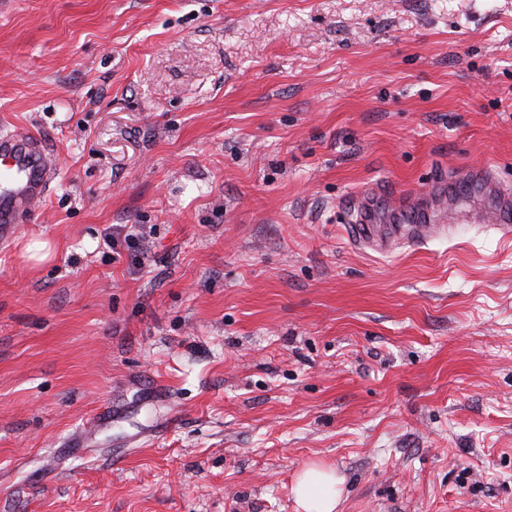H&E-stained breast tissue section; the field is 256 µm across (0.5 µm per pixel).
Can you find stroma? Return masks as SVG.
<instances>
[{
  "mask_svg": "<svg viewBox=\"0 0 512 512\" xmlns=\"http://www.w3.org/2000/svg\"><path fill=\"white\" fill-rule=\"evenodd\" d=\"M1 128L57 177L0 245V512H297L312 464L512 512V240L344 229L512 189V0H0ZM378 196H384L387 200L394 202L384 190L375 192ZM394 203L406 212L413 213L415 208L414 224H373L376 222L374 213L370 208L367 199L360 202L355 200L352 208L355 212L354 224H345L348 239L355 245L367 247L381 253L391 251L393 245L418 246L427 244L431 239L445 232L452 224H470L484 222V213L473 210L471 213H452L448 219L446 215L426 212L420 213L416 207L410 205L407 200H398Z\"/></svg>",
  "mask_w": 512,
  "mask_h": 512,
  "instance_id": "stroma-1",
  "label": "stroma"
}]
</instances>
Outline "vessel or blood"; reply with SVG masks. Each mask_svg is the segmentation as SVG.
Returning <instances> with one entry per match:
<instances>
[{
	"mask_svg": "<svg viewBox=\"0 0 512 512\" xmlns=\"http://www.w3.org/2000/svg\"><path fill=\"white\" fill-rule=\"evenodd\" d=\"M56 177V169L50 160L45 141L32 133L4 131L0 133V243L9 242L18 224L32 207L50 192ZM472 180L499 197L494 212L495 229L504 236H512V193L501 190L490 171H473ZM355 220L346 225L350 241L382 253L391 251L393 245L418 246L445 232L448 224L483 222L482 213H416L410 224L377 223L369 201L353 202Z\"/></svg>",
	"mask_w": 512,
	"mask_h": 512,
	"instance_id": "1",
	"label": "vessel or blood"
}]
</instances>
